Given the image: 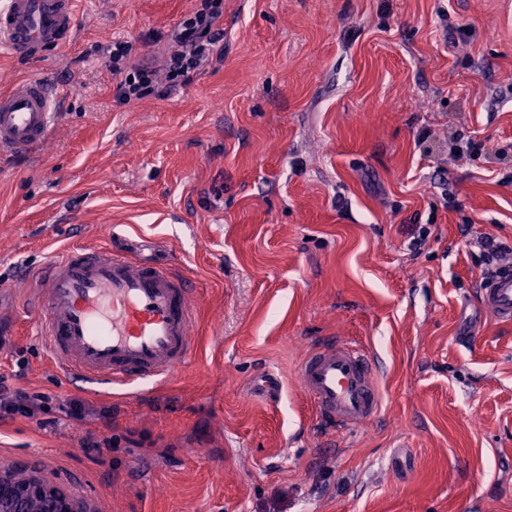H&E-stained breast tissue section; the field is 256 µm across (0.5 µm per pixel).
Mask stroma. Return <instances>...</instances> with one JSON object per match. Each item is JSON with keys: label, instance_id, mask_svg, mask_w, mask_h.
Listing matches in <instances>:
<instances>
[{"label": "stroma", "instance_id": "35a3bbf8", "mask_svg": "<svg viewBox=\"0 0 512 512\" xmlns=\"http://www.w3.org/2000/svg\"><path fill=\"white\" fill-rule=\"evenodd\" d=\"M199 4L80 0L46 60L0 51V91H66L44 146L0 155V375L49 398L0 418V467L96 512H512V322L480 308L476 246H512V0H223L218 61L117 104L105 46L161 69ZM459 134L487 154L451 158ZM106 219L131 256L176 262L196 307L185 367L129 395L60 376L25 303L23 274L105 245ZM330 340L380 362L379 414L340 436L299 380Z\"/></svg>", "mask_w": 512, "mask_h": 512}]
</instances>
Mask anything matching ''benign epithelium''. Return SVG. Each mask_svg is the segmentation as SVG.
<instances>
[{"mask_svg": "<svg viewBox=\"0 0 512 512\" xmlns=\"http://www.w3.org/2000/svg\"><path fill=\"white\" fill-rule=\"evenodd\" d=\"M0 512H94L89 504L45 480L24 461L0 467Z\"/></svg>", "mask_w": 512, "mask_h": 512, "instance_id": "benign-epithelium-1", "label": "benign epithelium"}]
</instances>
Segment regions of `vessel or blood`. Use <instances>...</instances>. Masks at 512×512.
<instances>
[{
  "label": "vessel or blood",
  "mask_w": 512,
  "mask_h": 512,
  "mask_svg": "<svg viewBox=\"0 0 512 512\" xmlns=\"http://www.w3.org/2000/svg\"><path fill=\"white\" fill-rule=\"evenodd\" d=\"M77 0H0V47L40 57L71 37ZM63 92L42 79L0 92V152L27 153L49 137ZM58 373L109 389L170 376L194 350L188 281L169 264L108 248L70 247L50 259L30 290ZM481 305L512 321V267L488 277ZM300 382L318 418L348 432L381 409L374 357L347 342L317 346Z\"/></svg>",
  "instance_id": "vessel-or-blood-1"
}]
</instances>
